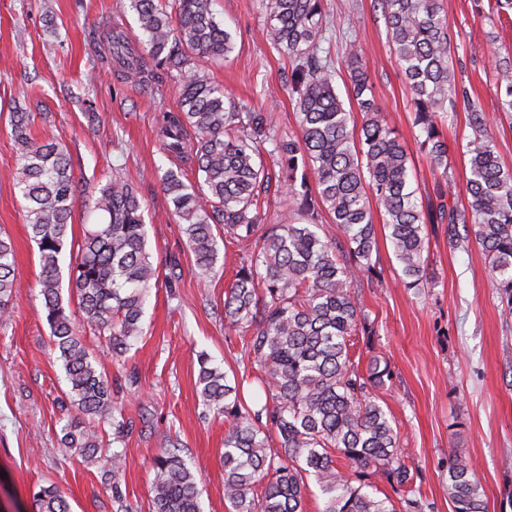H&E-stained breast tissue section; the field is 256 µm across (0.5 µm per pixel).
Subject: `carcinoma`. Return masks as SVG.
Instances as JSON below:
<instances>
[{"label":"carcinoma","mask_w":512,"mask_h":512,"mask_svg":"<svg viewBox=\"0 0 512 512\" xmlns=\"http://www.w3.org/2000/svg\"><path fill=\"white\" fill-rule=\"evenodd\" d=\"M128 2L139 45L129 44L117 25L104 34L101 50L127 82H144L150 65L178 81V110L159 115L158 133L164 153L187 158L201 181L187 183L182 170L169 169L161 184L185 225L198 269H214L217 227L242 244L224 291V321L246 345L265 401L246 404L239 382L206 354L198 372L205 406L224 417V499L232 512H306L312 479L321 512H431L398 453L399 428L379 403L378 391L392 379L390 364L372 354L364 365L352 349L355 337L375 334L356 290L380 275L373 259L377 213L403 287L431 282L428 225L443 224L448 248L478 244L512 295V173L503 170L482 108L456 80L440 0H373L408 83L413 138L438 179L436 201L426 203L413 186L405 140L376 104L363 47L353 35L346 41L350 86L344 96L337 91L336 66L322 48V0H259L267 39L291 65L295 134L279 131L263 107L225 95L202 71L200 61L225 59L233 48L211 0ZM496 71L502 109L511 113L512 59H498ZM460 105L472 130L462 146L470 172L465 204L452 193L443 131L448 113ZM355 110L362 114L359 126ZM30 118L16 113L14 181L40 253L38 285L66 397L77 411L62 441L86 461L105 462L103 475H114L120 455L101 453V424L123 427L114 416L112 382L97 368L65 298L78 301L83 322L120 359L143 334L145 302L159 269L147 249L143 205L132 186L114 176L90 204L102 220L83 232L62 287L59 257L73 237L72 163L59 143L30 137ZM266 156L278 166V188L288 198L283 224L265 223L261 200L272 186ZM326 224L344 240L326 232ZM14 288V247L0 236L1 323L10 320ZM270 439L276 447H268ZM153 470V512H201L197 474L178 444L166 441ZM379 480L400 505L377 496ZM448 499L454 512H485L482 484L457 453L448 460ZM32 500L35 512H70L54 485L35 486Z\"/></svg>","instance_id":"cac0c4a2"}]
</instances>
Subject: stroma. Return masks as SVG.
<instances>
[{
    "label": "stroma",
    "mask_w": 512,
    "mask_h": 512,
    "mask_svg": "<svg viewBox=\"0 0 512 512\" xmlns=\"http://www.w3.org/2000/svg\"><path fill=\"white\" fill-rule=\"evenodd\" d=\"M117 0H0V231L15 250L12 319L0 324V506L34 512L33 486L55 485L71 512H152L153 457L167 439L199 476L202 512H230L220 477L224 421L207 411L197 384L200 354L241 379L246 403L264 392L239 336L224 326V291L240 246L219 238L214 270L201 274L182 224L168 207L160 177L184 168L164 153L157 116L178 107L176 85L151 69L147 85L124 83L93 44L102 30L120 23L130 40L140 35L133 12L116 13ZM330 52L346 58L339 32L362 43V63L378 106L414 154L422 197L435 177L411 134V97L390 48L386 26L372 0H323ZM455 51L456 77L486 114L505 170L512 172V120L495 88L491 45L512 53V21L499 19L494 0H443ZM230 30L229 57L208 64L212 81L238 99L264 105L281 130L296 128L288 89L287 59L265 37L257 0H212ZM35 113L30 134L56 139L71 158L77 185L74 239L95 223L89 200L112 174L135 188L146 208L152 261L159 281L149 291L144 334L123 361L104 340L84 330L99 370L111 379L123 431L104 425L106 451L121 453L116 483L100 464L65 448L62 428L73 411L64 396L61 361L50 341L37 285L39 252L26 228L24 201L15 185L14 117L17 107ZM467 114L457 110L445 134L455 180L466 200L469 165L461 144ZM428 287H396L400 266L385 235L377 237L380 278L362 285L359 297L374 321V351L387 359L392 379L380 403L400 430V452L417 470L415 480L433 512H453L448 499V456L458 452L473 465L487 512H512V310L477 246L452 250L443 225L429 230ZM121 498H114L113 488Z\"/></svg>",
    "instance_id": "35a3bbf8"
}]
</instances>
